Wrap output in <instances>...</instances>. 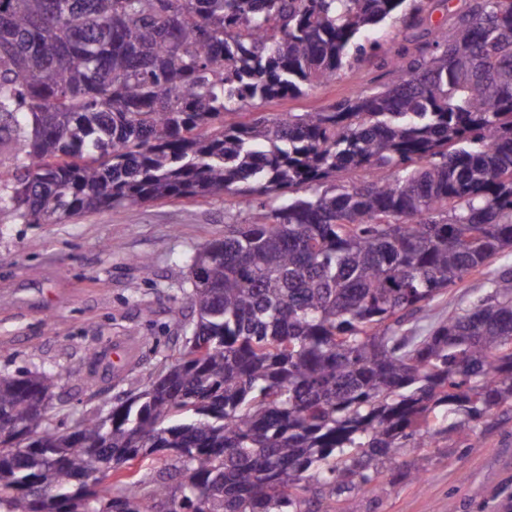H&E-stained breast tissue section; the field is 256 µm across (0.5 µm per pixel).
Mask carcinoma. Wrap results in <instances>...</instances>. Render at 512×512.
Listing matches in <instances>:
<instances>
[{
  "mask_svg": "<svg viewBox=\"0 0 512 512\" xmlns=\"http://www.w3.org/2000/svg\"><path fill=\"white\" fill-rule=\"evenodd\" d=\"M423 8L0 0L1 210L256 202L188 258L196 319L144 388L61 430L59 368L0 370V512H364L385 472L424 479L407 449L512 409L511 270L410 326L512 248V0H470L380 91L227 121L336 80ZM348 170L366 181L336 183ZM512 269V251L506 250L500 254L489 267L480 272L468 274L463 281L451 288V303L448 304V297L433 305L430 312L431 319L448 317L455 313H461L471 308L474 303L489 291L491 280L497 277L502 271Z\"/></svg>",
  "mask_w": 512,
  "mask_h": 512,
  "instance_id": "cac0c4a2",
  "label": "carcinoma"
}]
</instances>
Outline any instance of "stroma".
Segmentation results:
<instances>
[{
  "label": "stroma",
  "mask_w": 512,
  "mask_h": 512,
  "mask_svg": "<svg viewBox=\"0 0 512 512\" xmlns=\"http://www.w3.org/2000/svg\"><path fill=\"white\" fill-rule=\"evenodd\" d=\"M468 0H428L422 22H390L375 36L377 56L344 70L304 95L260 105L268 118L323 110L353 91L374 92L393 79L389 61L399 50L418 55L436 25L452 26ZM242 198H179L129 208L116 206L58 224H26L0 212V369L56 365L66 375L47 403L53 424L66 428L103 404L119 403L147 385L164 354L183 344L180 320L193 319L183 257L223 238L226 225L246 219ZM147 258L141 267L139 258ZM512 269V251L468 274L434 304L431 318L463 312ZM130 353L121 371L90 373L88 350ZM476 448L416 449L426 482L392 476L379 501L364 493L367 512H512V412L491 413L476 428Z\"/></svg>",
  "instance_id": "35a3bbf8"
}]
</instances>
